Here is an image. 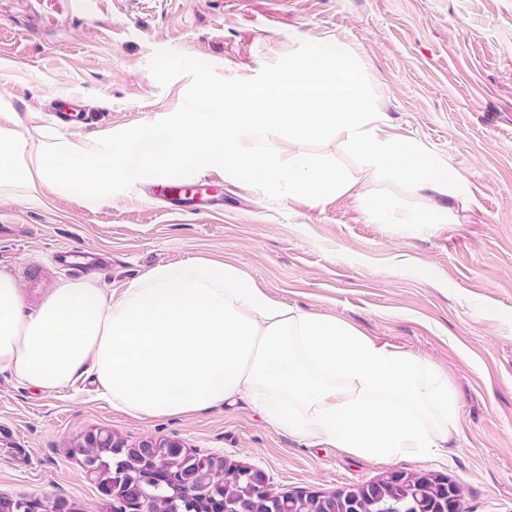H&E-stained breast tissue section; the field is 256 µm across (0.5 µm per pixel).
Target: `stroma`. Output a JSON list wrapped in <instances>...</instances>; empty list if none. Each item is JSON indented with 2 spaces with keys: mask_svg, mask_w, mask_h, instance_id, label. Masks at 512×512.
<instances>
[{
  "mask_svg": "<svg viewBox=\"0 0 512 512\" xmlns=\"http://www.w3.org/2000/svg\"><path fill=\"white\" fill-rule=\"evenodd\" d=\"M323 38L352 48L390 132L434 153L469 188L468 200L443 198L445 223L424 231L375 223L355 191L316 208L275 202L216 166L100 201L0 186V272L34 310L64 281L117 295L161 266L235 265L274 300L430 357L460 404L447 456L383 462L308 447L243 399L188 418H135L114 410L93 377L40 393L4 371L0 432L15 446L0 449V497L112 512L77 450L103 430L253 467L288 493L437 471L463 487L469 512H512V0H0V131L27 154L52 140L90 149L180 108L189 80L160 86L148 69L155 50L244 79ZM64 97L85 110L61 128L48 107ZM203 183L214 202L189 211L184 190ZM65 246L95 263L56 264ZM422 266L432 280L417 275Z\"/></svg>",
  "mask_w": 512,
  "mask_h": 512,
  "instance_id": "35a3bbf8",
  "label": "stroma"
}]
</instances>
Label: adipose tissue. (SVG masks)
<instances>
[{
  "label": "adipose tissue",
  "instance_id": "adipose-tissue-1",
  "mask_svg": "<svg viewBox=\"0 0 512 512\" xmlns=\"http://www.w3.org/2000/svg\"><path fill=\"white\" fill-rule=\"evenodd\" d=\"M0 371L43 393L94 376L136 418L245 398L308 446L386 462L443 456L460 419L428 357L273 301L236 267L205 259L156 268L117 296L68 281L34 311L0 273Z\"/></svg>",
  "mask_w": 512,
  "mask_h": 512
}]
</instances>
